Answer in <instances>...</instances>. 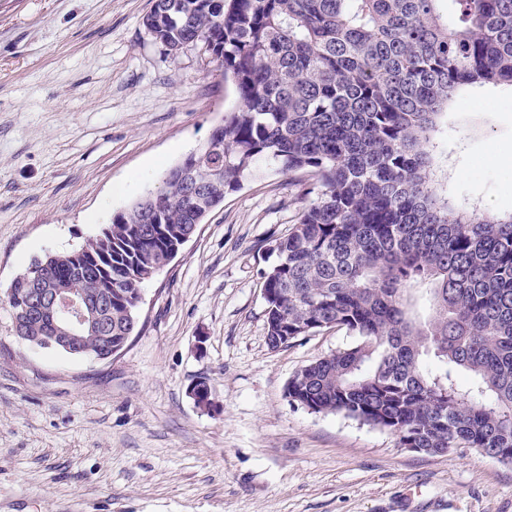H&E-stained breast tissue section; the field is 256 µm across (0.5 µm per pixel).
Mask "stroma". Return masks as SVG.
Returning <instances> with one entry per match:
<instances>
[{
    "label": "stroma",
    "instance_id": "1",
    "mask_svg": "<svg viewBox=\"0 0 512 512\" xmlns=\"http://www.w3.org/2000/svg\"><path fill=\"white\" fill-rule=\"evenodd\" d=\"M149 0H0V512H512V465L430 456L289 401L292 375L349 344L267 339L266 242L309 202L271 161L143 282L107 360L37 350L6 299L31 261L80 249L238 102L202 45L169 55ZM512 86L465 85L436 119L431 178L460 212L512 215ZM206 381L215 404L188 390Z\"/></svg>",
    "mask_w": 512,
    "mask_h": 512
}]
</instances>
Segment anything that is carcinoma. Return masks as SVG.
I'll return each instance as SVG.
<instances>
[{
    "label": "carcinoma",
    "mask_w": 512,
    "mask_h": 512,
    "mask_svg": "<svg viewBox=\"0 0 512 512\" xmlns=\"http://www.w3.org/2000/svg\"><path fill=\"white\" fill-rule=\"evenodd\" d=\"M142 24L171 54L203 44L238 104L112 216L104 255L43 259L44 287L108 304L73 344L121 350L141 284L199 211L273 161L305 171L315 198L271 241L267 335L353 338L298 370L290 401L403 448L512 463V217L454 214L427 150L459 86L512 83V0H150ZM10 288L20 334L54 335L48 315H22L30 283Z\"/></svg>",
    "instance_id": "obj_1"
}]
</instances>
